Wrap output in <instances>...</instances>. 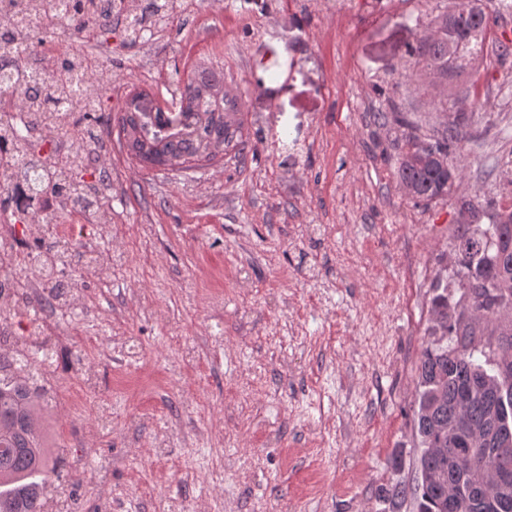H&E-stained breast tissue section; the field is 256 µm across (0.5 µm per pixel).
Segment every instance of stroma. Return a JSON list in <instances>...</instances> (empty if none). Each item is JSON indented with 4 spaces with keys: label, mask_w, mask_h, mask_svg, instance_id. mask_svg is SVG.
Listing matches in <instances>:
<instances>
[{
    "label": "stroma",
    "mask_w": 512,
    "mask_h": 512,
    "mask_svg": "<svg viewBox=\"0 0 512 512\" xmlns=\"http://www.w3.org/2000/svg\"><path fill=\"white\" fill-rule=\"evenodd\" d=\"M448 0H204L153 45L102 42L112 221H74L97 248L55 344L50 492L79 512H415L417 364L458 195L512 206V55L435 87L411 49ZM224 74L243 149L188 170L129 159L117 117L194 73ZM491 105L471 112L470 90ZM471 112L457 195L414 204L403 131Z\"/></svg>",
    "instance_id": "35a3bbf8"
}]
</instances>
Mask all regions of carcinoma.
Masks as SVG:
<instances>
[{
  "label": "carcinoma",
  "instance_id": "1",
  "mask_svg": "<svg viewBox=\"0 0 512 512\" xmlns=\"http://www.w3.org/2000/svg\"><path fill=\"white\" fill-rule=\"evenodd\" d=\"M113 0H75L77 21L93 20L94 32L107 33ZM484 0H469L468 10L449 7L432 21L435 33H423L412 54L441 81L459 75L484 59L490 38V16ZM73 70L58 71L54 84L38 107L46 119L61 124L58 104L72 89ZM237 108L224 95V78L202 71L185 84L179 111L167 116L149 94L136 92L122 109L121 130L129 156L145 168L170 170L203 166L215 150L242 142ZM383 119L408 129L399 150L398 177L406 195L429 204L452 194L462 170L452 162L466 148L462 124L467 116L455 113L444 132L423 138L410 132L407 113L392 109ZM73 160L55 165L59 180L46 186L31 178L36 191L89 196L78 182ZM468 223L453 239L450 262L437 273L429 307L430 336L417 367L413 428L422 453L420 478L413 489L397 486L396 498L412 493L417 512H485L475 503L487 491L491 471L512 476V209H497L490 201L462 200ZM489 224L482 227L480 221ZM32 364L53 359L47 340L34 339ZM39 374L0 378V512H45L56 459L47 443L44 394ZM475 435L494 451L493 468L483 455L459 457L455 449L468 447Z\"/></svg>",
  "mask_w": 512,
  "mask_h": 512
}]
</instances>
